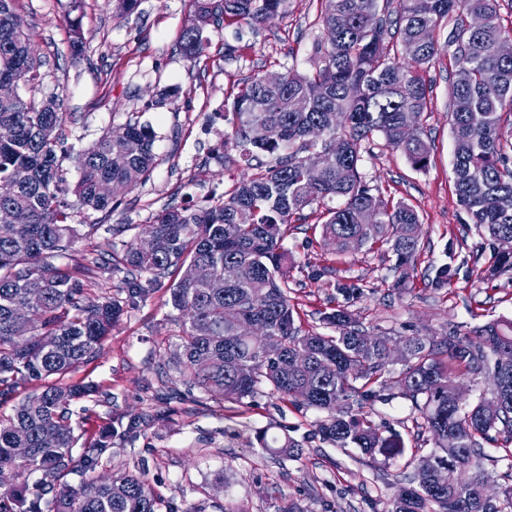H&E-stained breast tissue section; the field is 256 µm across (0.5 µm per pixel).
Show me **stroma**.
I'll list each match as a JSON object with an SVG mask.
<instances>
[{
  "instance_id": "35a3bbf8",
  "label": "stroma",
  "mask_w": 512,
  "mask_h": 512,
  "mask_svg": "<svg viewBox=\"0 0 512 512\" xmlns=\"http://www.w3.org/2000/svg\"><path fill=\"white\" fill-rule=\"evenodd\" d=\"M16 12L43 61L41 97L62 98L70 115L64 131L67 178L77 181L75 154L104 132L127 122L150 126L158 165L150 180L129 193L109 218L75 215L74 223L124 224L123 235L97 232L80 240L72 258L122 249L139 239L169 203L202 205L222 197L242 174L226 164L222 145L232 126L225 120L238 87L255 77L294 68L312 70L314 48L324 38L316 22L319 0H288L285 14L253 29L246 24L210 27L209 44L187 59L179 38L188 24L189 0H140L130 15L113 0H82V28L92 51H69L71 0H15ZM451 49L425 66L432 92L423 126L432 150L427 167L414 168L382 138L363 146L359 171L384 195L412 206L422 224V252L405 289L395 285L396 257L388 245L343 254L324 246L312 223H292L283 246L290 257L289 292L297 326L319 328L322 313L345 307L370 334L440 339L448 331L471 333L491 320L512 318V272L493 267L495 246L471 223L456 194L451 110ZM448 283L435 280L440 267ZM158 285L126 307L117 326L91 360L68 382L93 384L94 392L70 405L78 448L111 432L96 477L145 468L162 500V512H280L296 501L304 512H385L413 458L432 448L415 425L410 401L396 398L370 406L383 434H398L403 456L372 457L359 449L323 443L313 431L318 412L262 394L241 404L187 390L165 368L180 327ZM302 440V454L273 460L255 441L262 430Z\"/></svg>"
}]
</instances>
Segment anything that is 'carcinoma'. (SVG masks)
<instances>
[{"label":"carcinoma","instance_id":"1","mask_svg":"<svg viewBox=\"0 0 512 512\" xmlns=\"http://www.w3.org/2000/svg\"><path fill=\"white\" fill-rule=\"evenodd\" d=\"M189 2L180 50L193 59L209 26H262L284 12L288 0ZM498 6V0H321L326 39L316 46L312 71L288 69L278 85L256 78L234 97L224 161L253 164L255 172L207 206L165 205L148 225L150 251L130 242L120 253L103 250L71 264L75 243L87 236L71 223L72 213L109 214L125 193L146 183L156 166L155 135L131 122L121 136L103 134L77 156L80 176L70 185L63 166L70 154L59 138L68 113L56 97L35 99L43 63L13 0H0V80L14 79L20 89L14 100L0 99V214L18 212L25 220L0 221V396L25 381L42 382L0 421V469L13 474L0 490V512H159L161 500L144 471L78 488L63 482L77 443L68 406L91 388L54 381L95 356L124 303L146 299L151 289L138 283L143 276L151 284L169 281L168 304L181 336L167 365L189 389L238 404L266 393L325 412L321 440L388 456L403 453L401 441L383 437L356 409L399 396L418 412L417 428L430 434L433 449L416 459L386 512L512 509V486L501 501L468 492L472 481L484 478L483 443L512 445V318L428 342L370 335L337 308L321 316L336 335L303 334L288 299V254L281 244L283 225L309 219L304 210L317 201L337 199L320 224L323 241L338 253L390 245L396 284H405L420 252L419 216L408 204L373 193L359 172L360 149L379 135L413 167L427 166L422 115L431 86L420 67L438 55L437 32L449 24L444 44L454 48L448 119L457 195L476 229L499 246L495 267L512 270V248L502 247L512 244V58L495 50L512 32L501 24ZM473 14L483 20L479 29L468 24ZM70 27L72 53L89 52L79 20ZM311 149L333 154L317 174L302 156ZM261 154L275 156V164H263ZM102 182L124 193L105 197ZM191 265L208 267L211 285L186 281L183 271ZM36 275L44 288L32 304L27 284ZM116 276L115 294L85 302L82 281L110 285ZM231 306L239 310L235 322L224 318ZM397 341L409 356L386 380L387 352ZM300 354L309 363L292 373L287 366ZM459 375L491 376L489 396L460 402L454 393ZM111 439L109 430L83 449L85 471L95 469ZM255 440L272 458L294 457L302 448L285 432L259 431ZM18 448L28 452L19 455ZM34 474L40 478L30 498Z\"/></svg>","mask_w":512,"mask_h":512}]
</instances>
